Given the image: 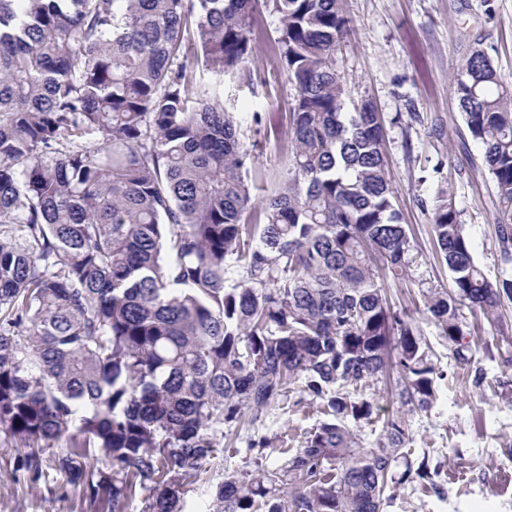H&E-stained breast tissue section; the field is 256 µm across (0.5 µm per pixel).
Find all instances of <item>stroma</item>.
Wrapping results in <instances>:
<instances>
[{
    "instance_id": "1",
    "label": "stroma",
    "mask_w": 512,
    "mask_h": 512,
    "mask_svg": "<svg viewBox=\"0 0 512 512\" xmlns=\"http://www.w3.org/2000/svg\"><path fill=\"white\" fill-rule=\"evenodd\" d=\"M349 30L336 50V70L349 101L371 100L383 126V153L394 204L418 245V271L444 288L449 275L437 255L431 216L423 209L438 187H446L471 237L474 257L489 279L501 276V244L490 177L479 166L480 147L460 136L461 114L452 89L459 47L479 41L504 83L512 87V0H347ZM278 20L262 12L257 45L247 68L250 84L227 76H203L233 112L254 162L269 180L288 166L283 126L296 96L273 57ZM465 341L472 360L457 363L434 326L424 331L448 372L431 409L409 417L415 457L446 460L435 489L395 485L383 512H512V303L496 324L466 313ZM322 416L319 407L270 409L240 431L236 455L217 459L204 479L188 487L185 512H208L212 486L241 470L249 444L271 438L268 468L281 465L282 447L299 448L303 434ZM19 452L0 447V512H96L66 477L15 480Z\"/></svg>"
}]
</instances>
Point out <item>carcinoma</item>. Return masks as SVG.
<instances>
[{
	"instance_id": "carcinoma-1",
	"label": "carcinoma",
	"mask_w": 512,
	"mask_h": 512,
	"mask_svg": "<svg viewBox=\"0 0 512 512\" xmlns=\"http://www.w3.org/2000/svg\"><path fill=\"white\" fill-rule=\"evenodd\" d=\"M261 6L296 90L288 170L266 195L197 79L245 68ZM348 23L345 0H0V439L28 449L30 482L51 469L92 505L139 490L143 512H182L232 429L308 399L325 419L300 448L273 471L249 459L210 512H382L391 484H434L442 465L411 460L403 414L375 448L355 432L387 374L421 410L446 378L384 279L420 285L425 320L467 363L462 307L495 318L512 277L485 276L444 188L429 208L450 285L416 277L380 114L346 111ZM454 94L509 264L512 90L470 45Z\"/></svg>"
}]
</instances>
